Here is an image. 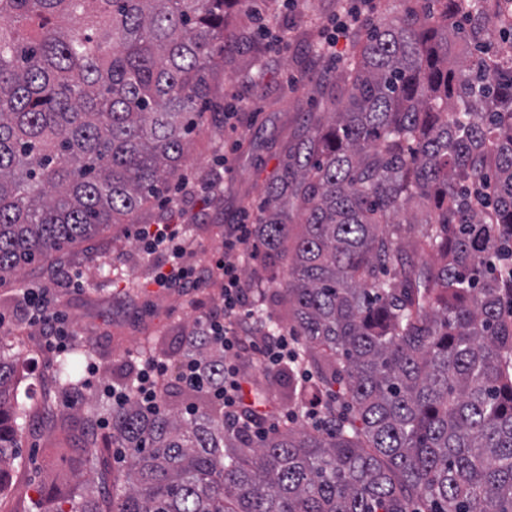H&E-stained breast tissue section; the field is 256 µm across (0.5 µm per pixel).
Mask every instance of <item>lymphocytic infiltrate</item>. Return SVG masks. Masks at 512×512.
Wrapping results in <instances>:
<instances>
[{
	"label": "lymphocytic infiltrate",
	"mask_w": 512,
	"mask_h": 512,
	"mask_svg": "<svg viewBox=\"0 0 512 512\" xmlns=\"http://www.w3.org/2000/svg\"><path fill=\"white\" fill-rule=\"evenodd\" d=\"M179 230L173 224H142L135 231L146 254L167 252L168 259L157 266L154 283L164 291L173 289L194 291L213 277L224 283V298L220 307L204 310L196 321L197 330L218 339L224 348V384L209 388L208 393L224 404V419L231 427L266 435L279 424L291 422L286 411H273L270 418H253L250 404L244 400V388L249 382L246 365L258 361L272 371L289 361H296V339L287 331L273 334L249 305V283L242 273V258L257 259L259 247L257 227L253 224L228 225L224 234L223 255L199 268L184 265L182 248L177 243ZM23 298L31 325L40 328L48 348L65 351L71 332L60 311L51 310L47 291L25 289ZM200 370L191 364L170 368L166 361L146 359L135 377L137 397L147 409L161 410L163 384L175 377L182 386H192Z\"/></svg>",
	"instance_id": "f902f5d3"
}]
</instances>
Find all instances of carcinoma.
<instances>
[{
  "instance_id": "1",
  "label": "carcinoma",
  "mask_w": 512,
  "mask_h": 512,
  "mask_svg": "<svg viewBox=\"0 0 512 512\" xmlns=\"http://www.w3.org/2000/svg\"><path fill=\"white\" fill-rule=\"evenodd\" d=\"M234 0H0V281L122 224L158 197L216 115L210 76L255 37L224 34ZM382 20L336 75L328 123L304 118L266 188L269 258L295 237L288 331L353 420L256 442L223 404L186 393L112 407L125 457L106 501L60 479L79 512H512V56L467 59L487 0H426ZM492 180L493 191L476 192ZM210 383L224 351L197 337ZM23 349L0 355V491L32 409ZM58 389L89 426L93 397L66 357Z\"/></svg>"
}]
</instances>
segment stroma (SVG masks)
I'll return each instance as SVG.
<instances>
[{
    "instance_id": "obj_1",
    "label": "stroma",
    "mask_w": 512,
    "mask_h": 512,
    "mask_svg": "<svg viewBox=\"0 0 512 512\" xmlns=\"http://www.w3.org/2000/svg\"><path fill=\"white\" fill-rule=\"evenodd\" d=\"M256 10L267 17L271 38H284L285 45L279 54H264L263 68L254 81L240 77L250 65L248 52L230 56L225 70L212 80V101L239 103V121L233 131L217 123L197 133L180 170L193 180V189L177 206L153 203L136 215L134 224L114 225L76 246L75 260L62 272L36 269L20 282L0 284V313L11 317L20 340L39 333L38 327L26 321L24 289H49L54 305L65 313L75 332L73 345L84 351L86 362L99 368L98 375L89 380L90 392H97L99 381L118 385L134 377L145 354L177 365L185 334L202 310L222 299L224 284L219 280L189 294L155 288L152 269L166 256L142 251L134 238L135 224L193 225L195 232L185 246L183 260L190 266L207 264L224 247L226 225L244 218L257 223L265 203L264 186L276 173L301 116L311 112L321 117L332 109L320 87L335 79L354 45L350 39L340 41L332 57L317 52L338 13L336 0H297L292 6L279 0L274 10L268 0H256L253 7L232 8L231 29L251 20ZM216 179L221 180V187L207 190V183ZM245 275L263 281V311L287 325L288 306L280 300L277 288L288 277L287 266L262 255L246 267ZM25 357V364L18 367L19 391L28 393L30 403L36 405L51 396L54 406L51 412L39 411L31 430L23 433L25 461L9 476L8 488L0 495V512H44L51 501L61 512H74V501L51 500L39 467L46 452L65 443L64 435L53 429V420L67 417L70 426L79 429L84 416L73 410V397L58 391L54 378L58 353L39 342L27 346ZM251 379L268 408L296 410L297 423H304V407L290 398L295 375L288 367L268 371L256 366Z\"/></svg>"
}]
</instances>
